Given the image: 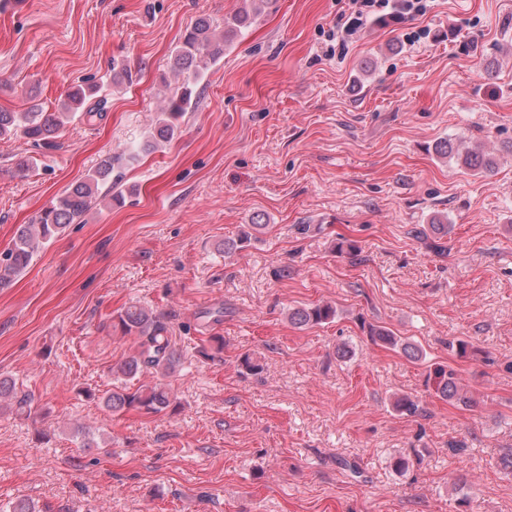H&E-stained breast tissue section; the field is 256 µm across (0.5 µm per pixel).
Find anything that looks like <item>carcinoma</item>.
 <instances>
[{"mask_svg": "<svg viewBox=\"0 0 512 512\" xmlns=\"http://www.w3.org/2000/svg\"><path fill=\"white\" fill-rule=\"evenodd\" d=\"M268 7L269 0H244V6L220 35L216 34L207 18H200L193 24L171 57V71L177 77L185 76V79L165 99L162 112L147 139L139 145L125 146L109 155L91 174L71 185L42 209L33 223L19 227L13 246L0 255V287L7 285L28 267L41 245L60 236L68 225L81 220L97 200L101 189H106L109 200L122 202V183L116 170L137 160L140 154L150 152L174 138L179 128V119L185 112L197 108V84L208 63L223 53L224 43L250 26L252 20ZM98 92V84L92 79H86L69 88L61 107L55 112L42 108L26 112L0 111V139L20 137L36 146L49 147L58 132L78 113L94 116V112L85 109V105ZM458 157L466 167L474 171H491L496 165L491 155L476 150L461 152ZM264 228L263 224H251L237 237L224 240V255L233 256L249 247L252 240L256 239V232ZM335 318L336 308L329 303L288 311V321L298 328L319 326ZM112 328L122 336L132 338L135 351L132 356L112 367V373L121 380V385L114 387L105 397V405L114 412L132 408L147 414L166 411L176 403V397L165 379L177 374L181 366V356L172 344L166 316L142 305L132 304L113 316ZM367 335L372 342L399 349L414 360L423 357V351L417 345L402 339L384 326L368 325ZM148 373L154 375L155 382L135 384L140 376ZM432 381L440 399L466 406L473 403L471 391L462 384L458 372L452 366L435 367ZM31 404V397L18 393L13 379L0 378L1 406L13 405L21 412H28Z\"/></svg>", "mask_w": 512, "mask_h": 512, "instance_id": "1", "label": "carcinoma"}]
</instances>
